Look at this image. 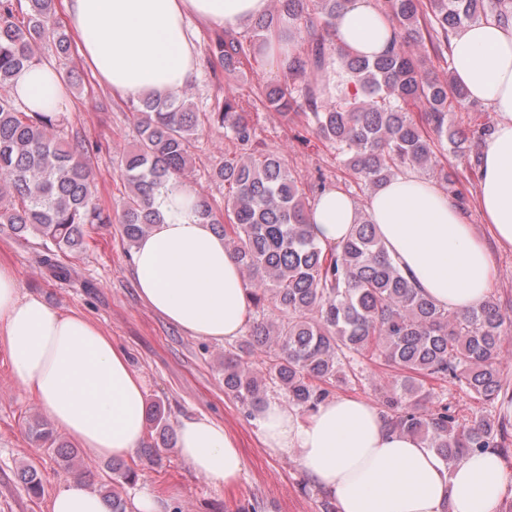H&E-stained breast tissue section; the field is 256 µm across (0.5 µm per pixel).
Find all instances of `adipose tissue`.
I'll return each mask as SVG.
<instances>
[{"label":"adipose tissue","instance_id":"ef3b65f1","mask_svg":"<svg viewBox=\"0 0 512 512\" xmlns=\"http://www.w3.org/2000/svg\"><path fill=\"white\" fill-rule=\"evenodd\" d=\"M65 25L114 99L177 95L194 83L200 54L189 20L238 30L266 12L268 0H62ZM394 23L374 0H346L335 41L373 57ZM456 80L487 105L497 124L482 153L475 196L484 229L434 181L406 172L371 193L366 213L410 285L437 305L465 312L482 304L495 275L491 245L512 250V23L482 20L451 40ZM26 111L65 112L69 98L56 68L42 63L13 78ZM195 189L180 181L156 194L161 221L137 244L134 285L142 301L189 335L224 341L240 335L248 295L222 236L198 214ZM358 220L355 201L326 188L311 205L310 231L324 247L343 242ZM0 343L16 379L58 429L94 458L126 457L146 439L145 382L126 351L98 323L23 292L0 263ZM259 427L264 446L294 457L329 494L336 512H497L505 479L491 449L445 464L418 437L387 426L369 400L334 396L309 413L268 401ZM176 452L198 476L235 485L244 460L235 437L207 415L182 418ZM51 512H106L101 497L69 480Z\"/></svg>","mask_w":512,"mask_h":512}]
</instances>
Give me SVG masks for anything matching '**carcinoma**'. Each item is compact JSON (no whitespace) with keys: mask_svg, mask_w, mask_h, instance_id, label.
<instances>
[{"mask_svg":"<svg viewBox=\"0 0 512 512\" xmlns=\"http://www.w3.org/2000/svg\"><path fill=\"white\" fill-rule=\"evenodd\" d=\"M343 2L276 0V12L254 19L250 40L226 31L211 39L212 74L231 79L251 67L266 53L267 34L284 14L294 20L297 34H305V47L285 54L288 81L266 87L267 108L301 112L345 167L373 189L406 168L428 166L437 142L477 175V141L492 126H456L449 107L468 105L467 90L451 73L441 80L425 71L411 47L422 43L426 18L433 51L442 57L464 24L511 19L512 0H385L394 36L389 49L373 58L325 38L336 29ZM60 5L61 0H0V87L8 90L0 95V226L18 237L36 236L42 264L62 278L68 273L62 257L87 247L88 228L110 224L115 216L129 244L145 236L160 222L151 205L154 195L171 179H184L191 147L203 130H222L240 149L211 173L226 190L224 206L200 195L197 208L224 235L256 312L271 302L283 314L278 323L252 322L238 346L224 353V391L259 412L273 384L309 413L349 381L346 362L380 360L399 373L380 386L381 411L390 425L421 438L447 462L487 448L508 454L511 419H469L442 401L432 407L425 387L428 379L451 380L491 406L508 397L500 306L488 299L459 314L435 304L408 284L363 212L340 245L325 249L315 242L310 204L298 179L279 155L256 148L253 118L237 99L226 98L211 112H196L176 96L147 94L131 104L137 143L121 172L128 191L115 211L102 207L86 161L93 145L66 130L64 114L27 112L9 93L17 71L43 62L41 47L71 55L73 37L59 20ZM328 66L335 67L334 84L320 86L308 78ZM418 101L425 104L419 120L408 111ZM439 179L458 204L465 203L457 173L442 168ZM27 432L36 447L54 452L62 469L95 481L78 449L58 443L48 420L32 418ZM19 478L29 493L41 494L34 466H23ZM99 493L108 512H130L119 492Z\"/></svg>","mask_w":512,"mask_h":512,"instance_id":"1","label":"carcinoma"}]
</instances>
